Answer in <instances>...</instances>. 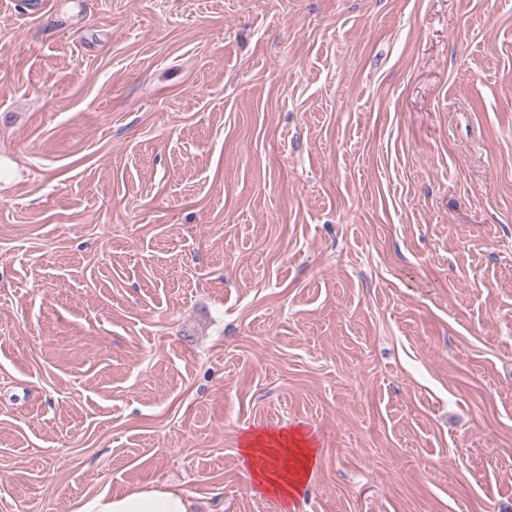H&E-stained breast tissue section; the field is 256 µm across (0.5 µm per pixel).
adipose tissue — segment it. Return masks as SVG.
I'll return each mask as SVG.
<instances>
[{
	"label": "adipose tissue",
	"instance_id": "ef3b65f1",
	"mask_svg": "<svg viewBox=\"0 0 512 512\" xmlns=\"http://www.w3.org/2000/svg\"><path fill=\"white\" fill-rule=\"evenodd\" d=\"M241 446L253 493L284 500L300 492L318 461L314 439L299 428L249 432L243 435ZM72 512H194V503L182 491L169 487L123 494L105 487L78 498Z\"/></svg>",
	"mask_w": 512,
	"mask_h": 512
}]
</instances>
